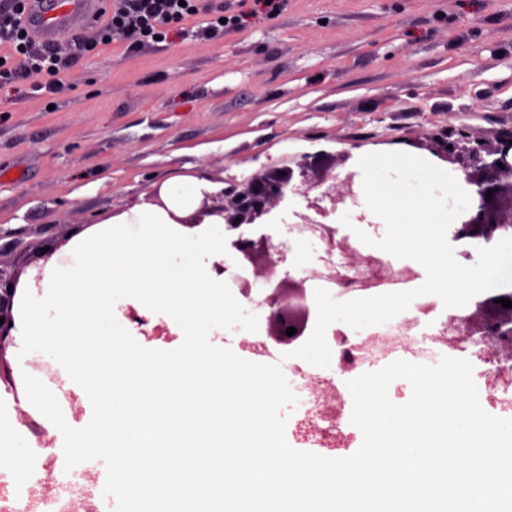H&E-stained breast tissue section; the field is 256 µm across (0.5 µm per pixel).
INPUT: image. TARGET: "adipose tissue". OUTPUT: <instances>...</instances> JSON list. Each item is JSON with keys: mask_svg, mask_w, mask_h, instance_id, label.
Masks as SVG:
<instances>
[{"mask_svg": "<svg viewBox=\"0 0 512 512\" xmlns=\"http://www.w3.org/2000/svg\"><path fill=\"white\" fill-rule=\"evenodd\" d=\"M201 190L198 182H173L169 209L146 206L87 225L45 252L37 276L19 279L12 324L0 338L9 375L0 380V474L13 484L30 483L32 449L55 453L64 438L71 451L86 456L122 450L125 465L116 481L123 486V512H140L142 497L158 488L168 498L167 512H179L190 495L201 512H212V494L228 481L253 494L254 512H265L257 495L263 487H285L278 509L291 512L296 496L321 501L338 483L352 485L353 495L333 504V512L350 505L373 512V489L392 475L397 492L389 512H419L421 501L444 489L451 512H471L470 496L481 487L494 451L480 410L442 395L445 386L467 380L460 368L413 374L418 399L405 411L370 401L362 406L376 442L399 449L396 472L375 464L369 448L358 458L316 461L294 473L259 462L274 447L267 420L277 384L255 383L228 367L208 341L237 311L225 302L224 277L216 269L224 260L221 218L184 221L199 208ZM128 298L138 301L140 314L186 337L166 363L145 356L113 323V301ZM43 356L63 367L60 381L34 373L32 362ZM228 387L245 399L241 414L230 417L224 414ZM87 402L96 404L95 416L73 428L75 407ZM21 412L31 425L18 422ZM437 441L467 456V467L452 472L439 459L423 465L419 450ZM224 447L235 449L232 462L209 456V449ZM158 448H193L197 454L177 474L155 456Z\"/></svg>", "mask_w": 512, "mask_h": 512, "instance_id": "adipose-tissue-1", "label": "adipose tissue"}]
</instances>
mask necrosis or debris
Instances as JSON below:
<instances>
[{
  "mask_svg": "<svg viewBox=\"0 0 512 512\" xmlns=\"http://www.w3.org/2000/svg\"><path fill=\"white\" fill-rule=\"evenodd\" d=\"M289 243L300 244L305 259L289 263L288 271L306 282L307 304H314L316 289L330 294L351 293L354 280L366 268L370 255L332 253L322 262H314L320 253L319 228L313 224L288 227ZM321 254V253H320ZM224 298L251 311L247 332L238 328L224 331L225 344L235 354L250 356L255 363L270 370L280 384L279 398L289 400L298 415L291 432L293 439L310 443L335 453L347 440L343 426L346 401L336 385L337 374L367 376L370 367H384L407 362L430 373L447 366L470 365L479 360L484 367L479 390L456 389L450 402L473 405L492 411L503 429L500 442L512 445V336L465 335L450 324V317H465L466 308L448 312L441 300L415 299L411 309L392 320L369 328L331 327L326 340L331 350L329 367L313 366L297 357H286L285 347L265 341L261 325L270 316L261 291L250 293L228 288ZM44 476L36 485L13 489L8 505L0 512H73L75 502L92 498L93 467L83 457L75 456L67 470L55 468L54 459L42 460Z\"/></svg>",
  "mask_w": 512,
  "mask_h": 512,
  "instance_id": "obj_1",
  "label": "necrosis or debris"
}]
</instances>
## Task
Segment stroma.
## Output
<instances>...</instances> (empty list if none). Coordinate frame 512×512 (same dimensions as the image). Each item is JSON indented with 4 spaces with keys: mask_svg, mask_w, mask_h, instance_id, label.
<instances>
[{
    "mask_svg": "<svg viewBox=\"0 0 512 512\" xmlns=\"http://www.w3.org/2000/svg\"><path fill=\"white\" fill-rule=\"evenodd\" d=\"M204 3L234 5L240 23L211 37L192 16L136 46L89 25L56 39V89L0 78L1 268L24 274L75 226L138 210L176 179L219 190L304 152L339 174L398 146L428 158L423 139L444 127H512V0ZM371 377L393 409L418 399L394 368ZM295 421L279 401L277 447L325 458L290 438Z\"/></svg>",
    "mask_w": 512,
    "mask_h": 512,
    "instance_id": "stroma-1",
    "label": "stroma"
}]
</instances>
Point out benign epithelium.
<instances>
[{"mask_svg": "<svg viewBox=\"0 0 512 512\" xmlns=\"http://www.w3.org/2000/svg\"><path fill=\"white\" fill-rule=\"evenodd\" d=\"M427 141L434 157L459 166L471 188L470 206L454 222V239L491 242L512 235V127L500 129L491 142L464 129L432 133ZM298 168L300 182L293 186L290 170L286 176L257 175L246 182L227 180L225 187L216 193L204 190L201 208L190 217H180L170 210L158 189L152 202L180 224H198L205 215L219 216L224 223L237 228L266 224L272 216L278 217L281 223L322 224L331 247L338 246L343 252L351 250L347 243L336 244L331 223L346 213L356 215L360 222L365 220L358 209L357 172L351 169L342 177L329 172L317 177L312 163L305 159L298 163ZM489 192L493 197H486ZM232 249L239 260L251 264L255 276L277 280L274 291L266 298L267 305L278 308V314L268 323L269 335L286 345L304 335L309 313L301 305L304 284L280 276L272 257L276 246L271 237H241ZM366 277L373 285L390 279V273L374 257ZM14 283L15 278L0 267V318L4 319L0 330L11 318L7 287ZM501 298L512 301V287L486 292L474 303L472 318L490 327L495 335L511 336L512 308L497 303ZM289 327L296 328L292 336L286 335Z\"/></svg>", "mask_w": 512, "mask_h": 512, "instance_id": "7a95c632", "label": "benign epithelium"}]
</instances>
